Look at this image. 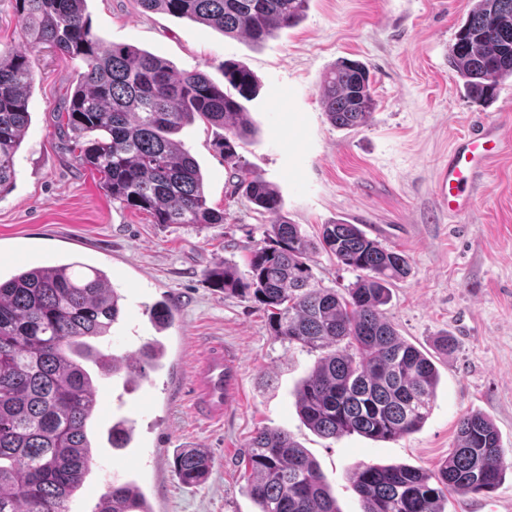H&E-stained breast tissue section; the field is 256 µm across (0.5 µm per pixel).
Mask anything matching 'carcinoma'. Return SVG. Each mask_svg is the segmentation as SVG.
Listing matches in <instances>:
<instances>
[{"label":"carcinoma","instance_id":"obj_1","mask_svg":"<svg viewBox=\"0 0 512 512\" xmlns=\"http://www.w3.org/2000/svg\"><path fill=\"white\" fill-rule=\"evenodd\" d=\"M243 37L255 44L299 24L308 0H136ZM25 48H0V194L15 178L14 156L31 121V52L51 48L84 63L71 97L58 110L65 149L100 175L112 202L144 211L155 224L204 229L224 223L209 206L199 163L172 135L198 118L224 129L219 146L233 170L234 192L270 218L250 251L247 273L228 264L207 271L224 293L254 302L275 339L321 352L296 395L299 414L326 438L356 433L390 441L427 419L438 375L426 354L402 339L382 307L391 286L410 271L408 257L343 220L324 224L317 239L283 214L279 191L246 168L236 141L254 132L242 101L258 89L254 74L224 61V91L204 72L178 73L165 58L92 32L86 0H14ZM512 0H476L450 48L448 62L468 97L487 100L512 77ZM319 97L339 129L369 124L375 110L368 69L342 59L325 75ZM322 251L358 272L339 293L313 281L307 261ZM125 296L107 274L80 262L22 266L0 278V512H70L92 459L97 388L83 362L100 375H121L137 357L161 366L166 347L153 339L131 355L91 344L109 335ZM175 305L150 309L164 329ZM246 491L258 512H338L319 466L287 431L262 428L247 443ZM208 455L186 449L175 476L202 482ZM508 468L495 425L479 413L458 423L457 446L437 470L367 465L354 473L363 512H445L451 493L494 490ZM93 512H154L134 481L114 484Z\"/></svg>","mask_w":512,"mask_h":512}]
</instances>
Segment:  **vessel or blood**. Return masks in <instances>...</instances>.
Listing matches in <instances>:
<instances>
[{"label":"vessel or blood","mask_w":512,"mask_h":512,"mask_svg":"<svg viewBox=\"0 0 512 512\" xmlns=\"http://www.w3.org/2000/svg\"><path fill=\"white\" fill-rule=\"evenodd\" d=\"M502 143L498 125L486 120L478 121L453 143L448 163L440 174V190L449 214L472 210L475 195L483 186L489 165ZM238 374L237 361L226 353L223 341H211L193 362L189 382L193 417L207 424L223 423Z\"/></svg>","instance_id":"obj_1"}]
</instances>
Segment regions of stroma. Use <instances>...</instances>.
Segmentation results:
<instances>
[{"label": "stroma", "instance_id": "obj_1", "mask_svg": "<svg viewBox=\"0 0 512 512\" xmlns=\"http://www.w3.org/2000/svg\"><path fill=\"white\" fill-rule=\"evenodd\" d=\"M474 0H309L303 20L261 44L136 0H87L93 31L171 62L175 71L205 72L223 83L222 64L236 60L258 79L246 102L256 130L239 141L249 168L275 185L289 221L308 237L323 224L359 225L383 246L403 252L410 273L392 289L386 318L400 337L433 352L440 337L451 354L436 358L438 383L430 414L395 441L357 434L324 438L296 407V391L319 352L271 336L262 310L212 287L207 270L229 262L246 272L249 250L264 239L267 216L232 194L231 172L216 143L223 129L198 121L179 134L198 161L208 204L224 221L205 229L160 225L113 204L99 175L61 149L56 110L80 60L52 49L36 52L29 97L31 123L15 158L16 179L0 194V274L80 261L104 270L125 297L105 346L138 351L156 336L148 309L171 300L162 371L124 390L122 379L96 381L100 433L83 492L71 512H92L110 484L137 480L155 512H257L245 490V445L261 427L288 431L313 457L340 512H363L352 484L366 465L433 470L456 445L458 421L479 412L495 424L512 464V78L488 102L468 98L448 65V50ZM370 71L376 108L368 126L336 128L318 88L341 59ZM498 122L503 150L495 157L473 210L452 216L438 195V175L454 139L477 120ZM224 340L241 360V380L222 426L196 421L187 368L208 340ZM136 421L135 442L114 449L104 431L111 417ZM185 448L209 453L210 472L181 483L173 457ZM512 471L491 493H452L446 512H506Z\"/></svg>", "mask_w": 512, "mask_h": 512}]
</instances>
